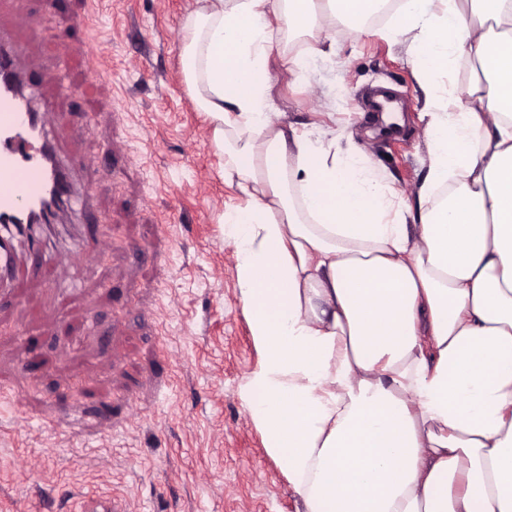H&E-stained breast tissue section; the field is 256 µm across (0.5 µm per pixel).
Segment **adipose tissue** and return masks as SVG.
Masks as SVG:
<instances>
[{"label": "adipose tissue", "instance_id": "1", "mask_svg": "<svg viewBox=\"0 0 512 512\" xmlns=\"http://www.w3.org/2000/svg\"><path fill=\"white\" fill-rule=\"evenodd\" d=\"M374 6L190 0L183 16L259 355L240 398L301 512H512V0H403L390 18L423 99L408 195L272 98L284 28Z\"/></svg>", "mask_w": 512, "mask_h": 512}]
</instances>
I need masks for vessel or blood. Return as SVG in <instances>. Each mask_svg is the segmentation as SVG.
Segmentation results:
<instances>
[{
  "mask_svg": "<svg viewBox=\"0 0 512 512\" xmlns=\"http://www.w3.org/2000/svg\"><path fill=\"white\" fill-rule=\"evenodd\" d=\"M16 59L11 35L0 32V286L17 276L16 242L27 244L28 271L39 272L43 263L40 243L11 217L25 215L56 191L77 199L71 166L49 137L52 105L34 101Z\"/></svg>",
  "mask_w": 512,
  "mask_h": 512,
  "instance_id": "obj_1",
  "label": "vessel or blood"
}]
</instances>
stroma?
<instances>
[{
	"instance_id": "35a3bbf8",
	"label": "stroma",
	"mask_w": 512,
	"mask_h": 512,
	"mask_svg": "<svg viewBox=\"0 0 512 512\" xmlns=\"http://www.w3.org/2000/svg\"><path fill=\"white\" fill-rule=\"evenodd\" d=\"M186 0H26L0 6L18 65L55 105L54 138L87 187L42 276L0 289V512H73L96 492L126 512H297L239 389L257 363L219 218L231 193L184 82ZM332 60L294 83L273 72L289 121L334 126L394 187L421 173L423 102L381 23L320 13L276 54ZM67 41L91 52L64 53ZM383 86L403 107L387 134L356 119ZM98 158V167L87 161ZM112 227V246L77 241Z\"/></svg>"
}]
</instances>
